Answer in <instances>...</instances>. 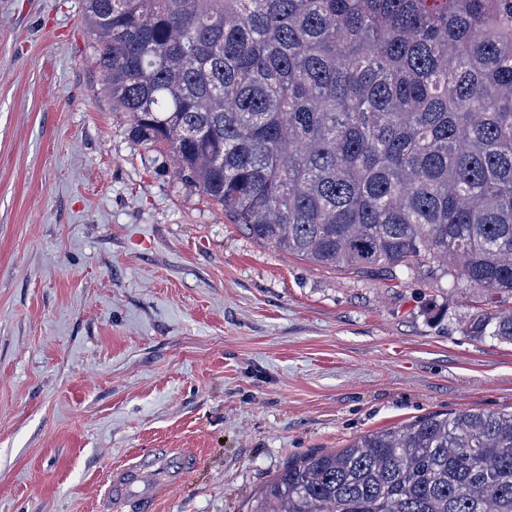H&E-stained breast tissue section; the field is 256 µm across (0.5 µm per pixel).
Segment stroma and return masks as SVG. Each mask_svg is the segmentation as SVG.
<instances>
[{"label": "stroma", "mask_w": 512, "mask_h": 512, "mask_svg": "<svg viewBox=\"0 0 512 512\" xmlns=\"http://www.w3.org/2000/svg\"><path fill=\"white\" fill-rule=\"evenodd\" d=\"M84 0H0V512H96L113 467L196 464L151 512H248L289 458L512 411L487 293L243 235L137 143ZM465 332L470 336H491L512 341V310L485 311L465 324Z\"/></svg>", "instance_id": "stroma-1"}]
</instances>
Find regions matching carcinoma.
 Returning <instances> with one entry per match:
<instances>
[{
  "label": "carcinoma",
  "mask_w": 512,
  "mask_h": 512,
  "mask_svg": "<svg viewBox=\"0 0 512 512\" xmlns=\"http://www.w3.org/2000/svg\"><path fill=\"white\" fill-rule=\"evenodd\" d=\"M131 136L256 241L512 295V0H85ZM512 341V310L465 324ZM249 512H512V412L288 460Z\"/></svg>",
  "instance_id": "carcinoma-1"
}]
</instances>
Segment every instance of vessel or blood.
I'll return each mask as SVG.
<instances>
[{
  "label": "vessel or blood",
  "mask_w": 512,
  "mask_h": 512,
  "mask_svg": "<svg viewBox=\"0 0 512 512\" xmlns=\"http://www.w3.org/2000/svg\"><path fill=\"white\" fill-rule=\"evenodd\" d=\"M190 459L186 452L164 451L141 455L131 464L114 467L106 477L99 512H119L122 505L131 501L153 502L162 490L178 485Z\"/></svg>",
  "instance_id": "1"
}]
</instances>
